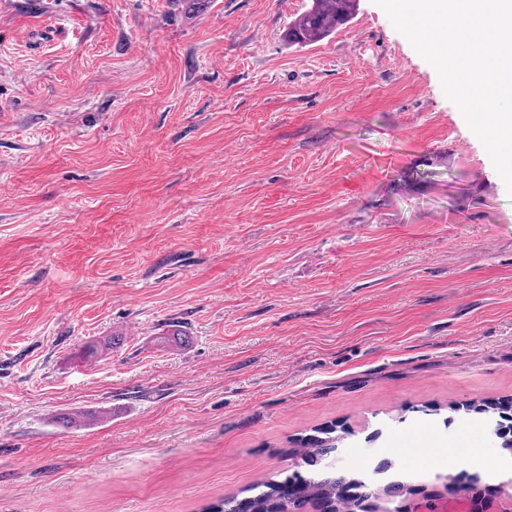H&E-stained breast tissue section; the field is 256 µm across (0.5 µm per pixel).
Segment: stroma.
Instances as JSON below:
<instances>
[{
  "instance_id": "35a3bbf8",
  "label": "stroma",
  "mask_w": 512,
  "mask_h": 512,
  "mask_svg": "<svg viewBox=\"0 0 512 512\" xmlns=\"http://www.w3.org/2000/svg\"><path fill=\"white\" fill-rule=\"evenodd\" d=\"M307 3L0 0V512H200L330 427L498 512L512 197L374 0ZM358 1L310 0L311 4L288 24V45L303 48L321 42L354 18Z\"/></svg>"
}]
</instances>
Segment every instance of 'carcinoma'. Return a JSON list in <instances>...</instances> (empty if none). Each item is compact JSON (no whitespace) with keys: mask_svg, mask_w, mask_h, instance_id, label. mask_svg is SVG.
Wrapping results in <instances>:
<instances>
[{"mask_svg":"<svg viewBox=\"0 0 512 512\" xmlns=\"http://www.w3.org/2000/svg\"><path fill=\"white\" fill-rule=\"evenodd\" d=\"M358 0H310L304 11L288 24V44L306 47L321 42L349 23L357 12ZM341 437L329 429L322 437L299 440L291 455L313 467L308 473L292 470L281 481H263V490L244 499L223 498L206 506L205 512H363L360 504L373 499L395 498L405 485L392 480L383 485L362 478L338 475L320 466L334 452Z\"/></svg>","mask_w":512,"mask_h":512,"instance_id":"obj_1","label":"carcinoma"}]
</instances>
